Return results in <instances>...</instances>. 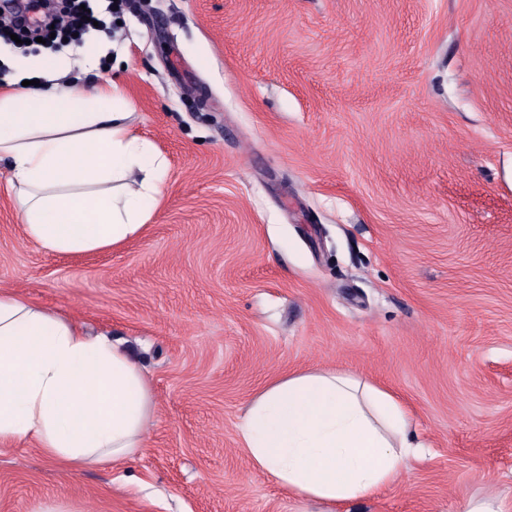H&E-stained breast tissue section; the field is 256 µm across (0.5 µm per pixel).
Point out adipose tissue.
Masks as SVG:
<instances>
[{
    "label": "adipose tissue",
    "mask_w": 512,
    "mask_h": 512,
    "mask_svg": "<svg viewBox=\"0 0 512 512\" xmlns=\"http://www.w3.org/2000/svg\"><path fill=\"white\" fill-rule=\"evenodd\" d=\"M116 80L0 88V160L25 241L51 254L109 252L141 237L164 161L132 135ZM154 399L124 341L90 336L57 310L0 289V445L34 442L68 473L133 460ZM413 419L350 372L271 380L237 433L253 468L305 501L372 498L408 468Z\"/></svg>",
    "instance_id": "1"
}]
</instances>
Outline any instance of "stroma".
Instances as JSON below:
<instances>
[{
  "instance_id": "obj_1",
  "label": "stroma",
  "mask_w": 512,
  "mask_h": 512,
  "mask_svg": "<svg viewBox=\"0 0 512 512\" xmlns=\"http://www.w3.org/2000/svg\"><path fill=\"white\" fill-rule=\"evenodd\" d=\"M112 47L0 40L117 78L166 160L145 234L24 241L0 163V287L136 343L155 419L134 461L69 475L0 446V512H512V0H125ZM390 389L423 445L355 507L251 468L236 424L272 378Z\"/></svg>"
}]
</instances>
